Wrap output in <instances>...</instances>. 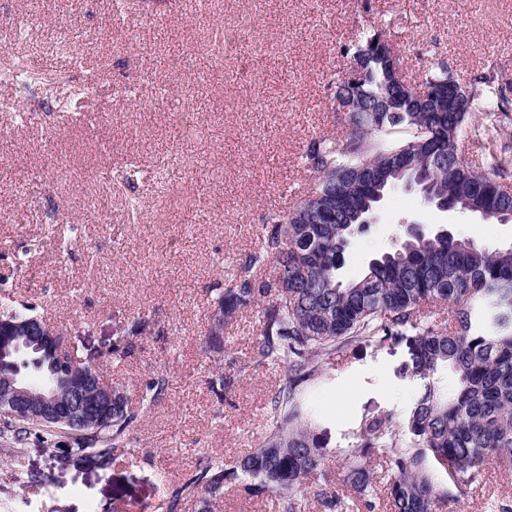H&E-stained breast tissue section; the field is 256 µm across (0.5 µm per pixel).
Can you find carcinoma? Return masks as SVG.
I'll list each match as a JSON object with an SVG mask.
<instances>
[{
	"instance_id": "carcinoma-1",
	"label": "carcinoma",
	"mask_w": 512,
	"mask_h": 512,
	"mask_svg": "<svg viewBox=\"0 0 512 512\" xmlns=\"http://www.w3.org/2000/svg\"><path fill=\"white\" fill-rule=\"evenodd\" d=\"M384 40L379 30L362 34L358 45L372 53L365 74L353 81L344 72L332 81L333 95L353 102L355 111L344 137L307 145L303 159L314 186L288 221L271 219L244 260L243 275L212 289L206 343L221 346L235 315L256 308L259 338L244 366L288 372L271 402L269 430L258 448L232 465L201 457L195 474L170 490L167 512H177L188 498L197 500L199 512H214L224 487L241 478L251 495L280 498L282 512H302L308 494L325 512H344L310 437L316 416L306 390L342 342L384 343L406 328L418 330V397L397 425L382 417L364 421L346 457L345 482L363 496L365 512L379 506L433 512L441 475L464 495L482 481L486 466L512 467V245L489 251L441 225L370 259L357 279L340 276L351 237L365 230L386 191L399 184L441 211L460 209L499 222L512 217V148L497 145L488 129L481 134V161L459 147L470 112L512 119V81L489 70L463 85L439 61L414 86L401 78L400 57ZM450 91L460 99L457 109L448 108ZM436 305L448 307L446 330L430 322ZM29 319H39L31 306L0 308L5 322ZM151 328L149 317L133 318L126 344L112 355H132L134 339ZM13 378L57 387L50 360L24 340L0 355V385ZM167 386L157 374L145 383L139 410L120 398L111 415L74 424L19 418L1 400L0 439L17 462L20 448L35 438L63 444L77 463L108 468L128 449L129 427ZM377 456L388 472L381 490L369 467Z\"/></svg>"
}]
</instances>
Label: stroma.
Listing matches in <instances>:
<instances>
[{"label":"stroma","instance_id":"stroma-1","mask_svg":"<svg viewBox=\"0 0 512 512\" xmlns=\"http://www.w3.org/2000/svg\"><path fill=\"white\" fill-rule=\"evenodd\" d=\"M0 0V51L79 31L53 103L97 76L82 96L84 118L18 121L0 112V301L35 306L81 357L124 346L133 316L151 317L133 356L104 362L102 380L129 404L154 374L162 399L131 427L130 448L107 469L80 467L60 448L29 442L16 478L0 454V512H166L164 483L196 470L201 454L232 461L257 448L269 405L286 376L260 367L216 395L211 376L247 361L256 311L241 312L210 352V290L231 284L264 224L312 182L301 159L314 137L343 136L329 83L346 66L341 44L382 31L404 71L445 60L461 83L495 69L512 79V0ZM110 199L107 213L95 207ZM444 224L490 249L512 244V223L440 212L417 194L388 193L376 221L355 234L341 275L356 278L406 234L408 223ZM411 336L353 342L309 395L313 430L335 489L362 512L343 482L361 422L399 421L418 388ZM512 504V473L488 466L467 494L442 496L438 512H493Z\"/></svg>","mask_w":512,"mask_h":512}]
</instances>
